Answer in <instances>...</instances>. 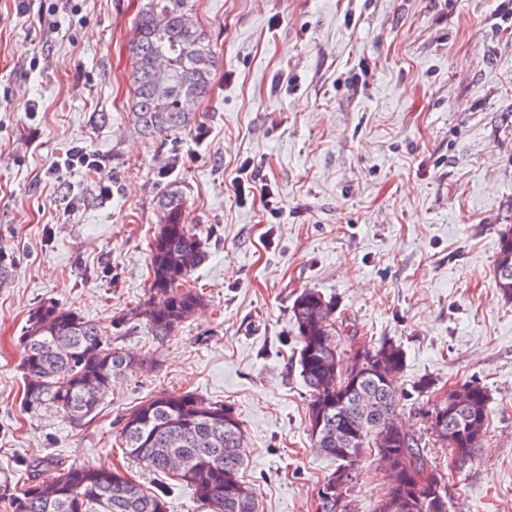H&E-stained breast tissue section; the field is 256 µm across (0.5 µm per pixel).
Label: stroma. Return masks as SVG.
Returning a JSON list of instances; mask_svg holds the SVG:
<instances>
[{
  "label": "stroma",
  "mask_w": 512,
  "mask_h": 512,
  "mask_svg": "<svg viewBox=\"0 0 512 512\" xmlns=\"http://www.w3.org/2000/svg\"><path fill=\"white\" fill-rule=\"evenodd\" d=\"M145 0H0V485L34 457L162 479L119 422L159 394L230 405L259 512H318L337 462L314 448L290 309L315 289L357 345L406 353L397 415L480 382L489 427L452 469L448 512H512V301L494 281L512 224V0H188L219 64L191 127L135 133L126 50ZM81 147L101 170L51 173ZM250 166L274 196H236ZM208 258L205 302L164 343L133 315L170 190ZM51 299L155 368L79 421L24 412L20 336ZM429 392H420L421 381ZM389 485L376 454L350 512Z\"/></svg>",
  "instance_id": "obj_1"
}]
</instances>
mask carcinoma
Here are the masks:
<instances>
[{"mask_svg": "<svg viewBox=\"0 0 512 512\" xmlns=\"http://www.w3.org/2000/svg\"><path fill=\"white\" fill-rule=\"evenodd\" d=\"M187 0H147L138 15L127 51L131 59V120L144 135L160 137L189 127L200 99L208 92L218 59L190 22ZM150 247L146 299L134 310L154 338L165 341L204 304L190 278L205 261L202 239L183 223V197L169 191ZM501 295L512 301V224L504 225L494 262ZM336 304L314 289L302 292L290 308L297 331L300 376L309 391L308 419L314 447L338 462L318 490V512L336 508L332 488L352 489L366 449L392 459L398 469L388 479L389 496L374 512H399L391 505L406 500L404 512H448L445 472L427 457L422 438L396 421L398 378L405 367L401 345L383 340L367 348L368 369L346 380L348 369L336 361L344 337L337 335ZM24 405L53 409L74 420L96 412L112 382L137 374L144 364L112 347L108 327L85 319L53 300L39 302L21 336ZM471 403L458 408L452 393L432 407L431 433L456 435L451 463L472 461L484 439L492 402L487 388L468 384ZM377 403L393 431L378 443L374 423H365L347 443L336 442L337 427L357 425L361 407ZM233 408L193 393H160L141 402L121 422L122 448L158 476L192 488L207 512H258L254 488L239 479L244 440ZM167 488H148L117 471L80 466L62 468L49 458L29 461L27 481L8 494L9 512H167Z\"/></svg>", "mask_w": 512, "mask_h": 512, "instance_id": "cac0c4a2", "label": "carcinoma"}]
</instances>
